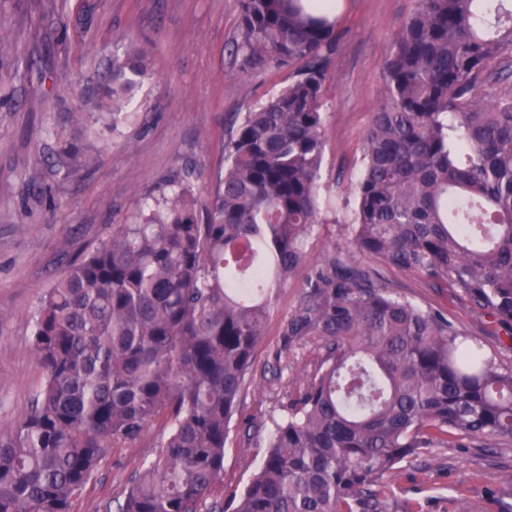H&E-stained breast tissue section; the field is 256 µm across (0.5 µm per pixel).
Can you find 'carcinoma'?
<instances>
[{
    "instance_id": "1",
    "label": "carcinoma",
    "mask_w": 512,
    "mask_h": 512,
    "mask_svg": "<svg viewBox=\"0 0 512 512\" xmlns=\"http://www.w3.org/2000/svg\"><path fill=\"white\" fill-rule=\"evenodd\" d=\"M240 3L234 58L287 68L288 84L234 123L205 220L193 186L167 184L49 289L33 333L44 385L0 429V512H70L106 453L160 417L158 456L117 512H224V449L269 293L306 267L334 208L322 92L343 36L322 0ZM147 66L138 48L112 62L99 111L78 113L98 145L52 132L57 182L134 122ZM382 76L346 246L307 275L287 325L328 352L231 512H391L382 477L402 463L512 441V366L381 272L418 273L512 324V0H416Z\"/></svg>"
}]
</instances>
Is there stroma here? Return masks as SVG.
Masks as SVG:
<instances>
[{"instance_id":"1","label":"stroma","mask_w":512,"mask_h":512,"mask_svg":"<svg viewBox=\"0 0 512 512\" xmlns=\"http://www.w3.org/2000/svg\"><path fill=\"white\" fill-rule=\"evenodd\" d=\"M416 0H340L345 35L324 88V194L336 217L316 225L308 266L319 267L345 241L352 186L363 138L383 92L381 66ZM239 0H0L5 50L36 63L32 72L0 69L10 95L0 98V428L14 424L39 390L44 372L31 343L32 316L67 261L102 245L132 223L145 200L169 180L190 183L199 207L226 165L224 142L235 114L263 103L288 80L287 69H242L230 53ZM151 63L131 105L137 120L108 146L97 165L56 184L47 133L76 131L73 115L97 109L94 89L128 46ZM396 293L439 309L467 335L512 366V327L475 312L448 288L412 273H391ZM305 276L274 289L239 410L224 451V492L241 493L261 464L274 420L302 392L326 355L316 336L285 328L300 306ZM258 430L246 434L243 422ZM159 451L156 429L102 458L71 512H104L132 475ZM512 475V443L495 448H433L386 475L394 512H498L491 494Z\"/></svg>"}]
</instances>
